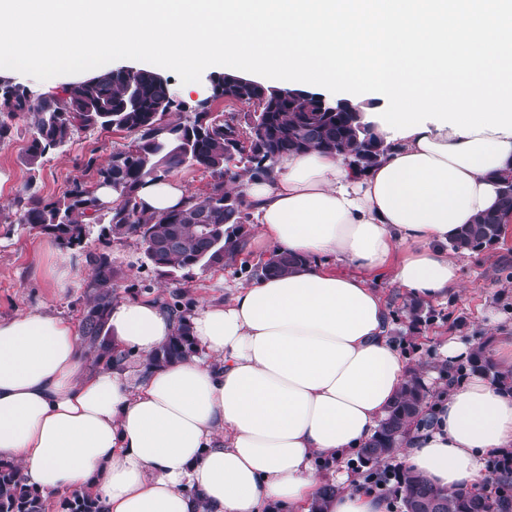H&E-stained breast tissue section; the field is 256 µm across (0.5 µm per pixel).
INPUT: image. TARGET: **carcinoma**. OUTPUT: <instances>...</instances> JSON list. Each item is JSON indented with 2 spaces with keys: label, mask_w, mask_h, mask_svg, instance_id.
I'll use <instances>...</instances> for the list:
<instances>
[{
  "label": "carcinoma",
  "mask_w": 512,
  "mask_h": 512,
  "mask_svg": "<svg viewBox=\"0 0 512 512\" xmlns=\"http://www.w3.org/2000/svg\"><path fill=\"white\" fill-rule=\"evenodd\" d=\"M224 74L214 86V96L226 95L247 107L239 114H213L208 101L198 102L192 119L183 118L182 104L170 91V80L148 69L121 67L72 82L56 95L33 94L19 84L0 86V142L11 140L12 120L19 115L36 118L28 164L39 165L51 150L66 145L75 131L98 126L135 134L126 149L112 154L105 165L90 157L82 173L56 199L19 197L14 201L17 222L53 235L70 250L84 249L88 226L101 225L99 240L134 237L142 242L155 270L165 277L193 278L224 264V259L242 253L247 244L248 214L242 194L224 188L227 182L244 179L274 180L275 165L284 155L316 149L348 160L365 159L358 174L375 167L395 143L378 132L370 134L363 113L354 107L335 111L321 106V95L302 89L271 88L259 82L238 85ZM260 122L250 153L242 165H229L228 150L238 138L252 135L250 125ZM186 166L211 172L214 182L207 195L189 197L181 208L146 217L139 209L138 192L148 177L160 178ZM497 210L480 215L451 240L456 251H479L496 244L504 234L505 218L512 214V183L499 177ZM115 185L116 200L106 208L97 196L98 185ZM91 273L86 283L88 306L81 321V336L96 360L112 357L104 330L114 301L112 281L117 276L110 254L87 252ZM304 259L288 253H272L260 274L282 276L301 266ZM176 316L174 335L148 356L154 366L179 362L194 353L187 311L179 301L164 303ZM489 375L493 381L512 386L490 363L485 346L475 347L466 368ZM427 398L414 376L401 388L387 409L380 429L366 446L359 462L366 467L394 454L412 427L422 423ZM399 494L403 512H421L435 503L434 512H512V478H504L499 493L464 491L448 493L421 476L401 472ZM61 512H103L102 502L86 493L74 492L60 502ZM0 512H45L42 498L28 490L10 462L0 461Z\"/></svg>",
  "instance_id": "obj_1"
}]
</instances>
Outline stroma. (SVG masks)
<instances>
[{
  "mask_svg": "<svg viewBox=\"0 0 512 512\" xmlns=\"http://www.w3.org/2000/svg\"><path fill=\"white\" fill-rule=\"evenodd\" d=\"M219 72V67L208 68L200 81L189 84L172 78L177 100L190 108L199 100H208L215 113L240 111V104L213 97L211 78ZM34 122L30 114L15 118L11 141L0 143V317L41 307L77 325L87 304L84 279L60 289L37 275V267L51 260L45 246L53 237L17 224L12 202L29 195L60 196L79 176L84 161L92 157L97 164H107L113 152L126 148L133 137L115 130L83 129L75 133L67 147L49 153L39 167L32 169L26 163V153ZM98 233V225H91L87 248L109 253L117 272V298L147 295L168 302L176 297L193 309L223 298L225 287L256 279L259 261L273 251L271 245L248 240L245 251L224 266L196 273L185 281L160 276L138 239H115L106 244L99 241ZM455 259L462 277L461 293L444 304L423 303V320L419 323L410 317L411 298L391 283L389 276H382L378 283L394 316L393 336L405 342L408 367L420 377L431 369L447 373L450 364L440 353L444 343L490 348L496 334H512V223L507 224L505 238L499 244L456 254Z\"/></svg>",
  "mask_w": 512,
  "mask_h": 512,
  "instance_id": "35a3bbf8",
  "label": "stroma"
}]
</instances>
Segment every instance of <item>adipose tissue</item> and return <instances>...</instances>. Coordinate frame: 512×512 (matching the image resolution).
I'll list each match as a JSON object with an SVG mask.
<instances>
[{"mask_svg":"<svg viewBox=\"0 0 512 512\" xmlns=\"http://www.w3.org/2000/svg\"><path fill=\"white\" fill-rule=\"evenodd\" d=\"M396 143L361 177L311 150L245 182L257 240L305 263L193 311L195 352L180 362L146 361L176 328L155 299L113 303L115 359L96 366L68 320L0 317V459L42 499L89 490L105 512H311L328 482L342 487L329 512H386L344 468L409 376L375 283L391 274L426 302L458 294L448 244L498 207L493 173L512 172L501 132L433 126ZM139 198L156 216L188 193L150 179ZM431 397L432 426L412 429L398 458L435 487L477 488L488 456L512 447V396L477 373Z\"/></svg>","mask_w":512,"mask_h":512,"instance_id":"1","label":"adipose tissue"}]
</instances>
